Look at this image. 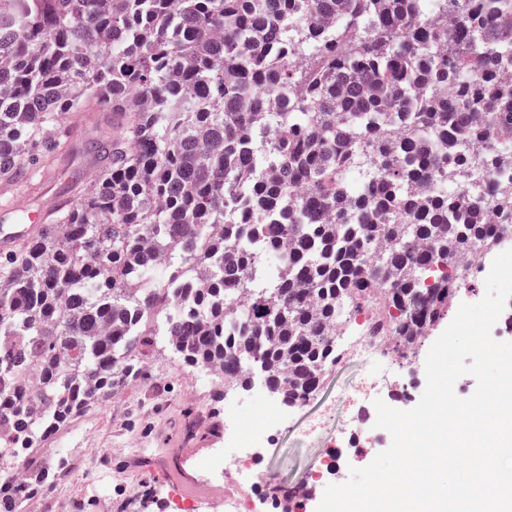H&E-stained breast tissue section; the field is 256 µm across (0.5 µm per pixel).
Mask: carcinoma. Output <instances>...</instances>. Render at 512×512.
<instances>
[{
  "instance_id": "carcinoma-1",
  "label": "carcinoma",
  "mask_w": 512,
  "mask_h": 512,
  "mask_svg": "<svg viewBox=\"0 0 512 512\" xmlns=\"http://www.w3.org/2000/svg\"><path fill=\"white\" fill-rule=\"evenodd\" d=\"M510 6L0 0V201L82 149L98 161L45 232L0 252V512L34 488L35 448L165 344L284 406L315 395L331 328L365 307L414 351L457 259L512 234V179L498 224L446 189L512 168V149L458 137L492 124L512 141ZM87 112L118 133L81 143ZM32 370L38 414L8 384Z\"/></svg>"
}]
</instances>
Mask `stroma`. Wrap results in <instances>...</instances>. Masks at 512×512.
Instances as JSON below:
<instances>
[{"mask_svg": "<svg viewBox=\"0 0 512 512\" xmlns=\"http://www.w3.org/2000/svg\"><path fill=\"white\" fill-rule=\"evenodd\" d=\"M88 176L85 157H76L67 169L21 197L18 204L28 211L39 210L64 184ZM442 331L439 325L430 331L410 364H396L401 381L412 385L414 392L403 401L395 392L384 391L381 398L387 405L408 410L419 402L426 385L425 359ZM362 373L355 363L330 368L314 399L280 410L260 460L251 467L253 478L270 473L299 484L314 474L322 476L312 493L291 503L290 512H316L326 486L332 484L322 463L332 449L350 445L347 416L337 409L336 394ZM230 397L243 404L244 425L268 414L256 391L224 389L207 380L202 370L187 367L163 351L154 352L144 376L115 387L40 444L42 470H51L63 458L70 474L44 481L27 501L25 512H53L57 501L69 503L70 512H181L176 481L181 476L197 479L199 463L223 449L224 408ZM328 408L334 411L333 422L318 437L303 436L306 422ZM133 439L151 448L152 457L132 460L126 445Z\"/></svg>", "mask_w": 512, "mask_h": 512, "instance_id": "obj_1", "label": "stroma"}]
</instances>
